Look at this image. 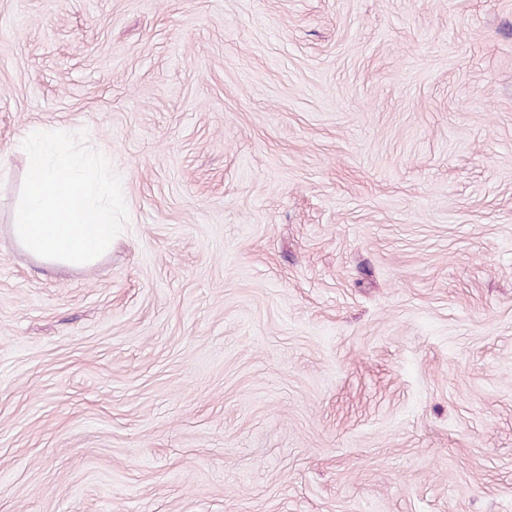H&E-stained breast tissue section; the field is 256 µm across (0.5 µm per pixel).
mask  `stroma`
Masks as SVG:
<instances>
[{
  "instance_id": "1",
  "label": "stroma",
  "mask_w": 512,
  "mask_h": 512,
  "mask_svg": "<svg viewBox=\"0 0 512 512\" xmlns=\"http://www.w3.org/2000/svg\"><path fill=\"white\" fill-rule=\"evenodd\" d=\"M0 512H512V0H0Z\"/></svg>"
}]
</instances>
